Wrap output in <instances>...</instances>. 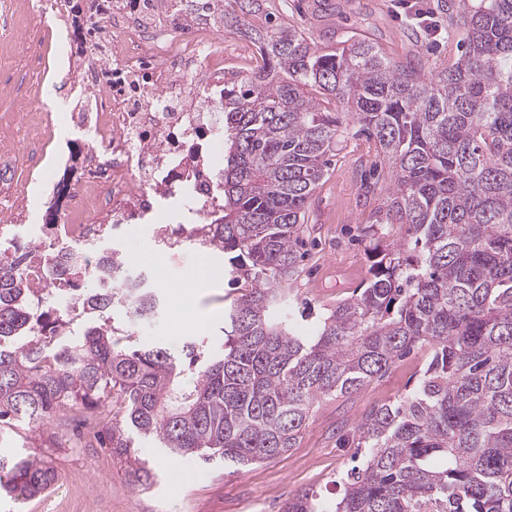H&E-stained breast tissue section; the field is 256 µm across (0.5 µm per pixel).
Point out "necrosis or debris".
<instances>
[{
	"label": "necrosis or debris",
	"instance_id": "4bbe7bcc",
	"mask_svg": "<svg viewBox=\"0 0 512 512\" xmlns=\"http://www.w3.org/2000/svg\"><path fill=\"white\" fill-rule=\"evenodd\" d=\"M94 41L79 86L91 94L86 170L68 190L61 223L28 238L85 245L109 223H161L164 200L182 195L198 229L216 184L195 157L223 124L224 77L250 71L256 48L215 47L209 19L173 0H94Z\"/></svg>",
	"mask_w": 512,
	"mask_h": 512
}]
</instances>
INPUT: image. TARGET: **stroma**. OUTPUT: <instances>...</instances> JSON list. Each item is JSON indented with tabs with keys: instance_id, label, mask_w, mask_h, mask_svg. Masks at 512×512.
<instances>
[{
	"instance_id": "1",
	"label": "stroma",
	"mask_w": 512,
	"mask_h": 512,
	"mask_svg": "<svg viewBox=\"0 0 512 512\" xmlns=\"http://www.w3.org/2000/svg\"><path fill=\"white\" fill-rule=\"evenodd\" d=\"M436 4L437 0H266L268 11L284 15L319 43L355 36L396 59L415 54L428 72L456 51L446 32L448 18L436 12ZM71 23V14L45 12L43 0H0V142L41 157L39 164L15 168L14 178L24 191L13 207L0 211V225L52 221L56 185L71 157L85 155V136L71 119L73 113L90 108L88 97L79 93L65 96V105L58 110L30 114V124L43 131L40 143L31 144L17 129L28 99L42 96L47 87L59 91L74 81L81 57L54 53L56 37ZM374 161L365 147L347 144L311 199L315 222L306 243V268L294 290L313 313L354 296L368 280V242L360 230L386 196L381 184L368 196L361 188V176ZM165 206L167 230L155 233L150 225L132 224L115 232L114 245L149 257L158 275L160 312L134 326V340L175 347L190 336L219 335L229 287L222 253L171 247L179 229L180 204L169 200ZM204 264L213 278L188 291L187 276ZM429 359L428 350L415 351L358 393L323 401L296 448L236 473L203 468L190 459L172 466L158 457L152 442L138 441V454L155 460L159 468L154 484L145 490L127 483L109 449L92 445L89 426L72 423L67 434L54 440L40 431L0 433V455L24 447L59 471L55 486L41 497L21 502L0 495V512H281L288 496L300 490L341 496L338 481L351 468L356 451L350 441L354 426L373 407L408 393Z\"/></svg>"
}]
</instances>
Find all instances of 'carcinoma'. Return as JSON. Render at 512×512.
Returning <instances> with one entry per match:
<instances>
[{"instance_id":"cac0c4a2","label":"carcinoma","mask_w":512,"mask_h":512,"mask_svg":"<svg viewBox=\"0 0 512 512\" xmlns=\"http://www.w3.org/2000/svg\"><path fill=\"white\" fill-rule=\"evenodd\" d=\"M250 39L260 61L224 85V168L196 245L224 253V277L245 288L224 307V342L137 348L112 322L131 304L158 313L156 277L130 276L120 251L96 248L116 274L76 275L81 248L52 266L87 286L30 288L22 262L36 243L0 251V425L39 429L69 410L124 462L129 484L155 478L135 439L224 469L297 446L320 402L347 397L427 347L416 387L357 424L361 464L327 498L298 491L282 512H512V0H441L459 54L430 75L377 45H321L275 18L265 0H191ZM366 136L386 166L385 201L364 237L362 291L320 314L307 335L292 285L309 204L341 146ZM410 239L379 243L386 226ZM84 321L73 328V313ZM58 480L40 457H0V493L26 501Z\"/></svg>"}]
</instances>
